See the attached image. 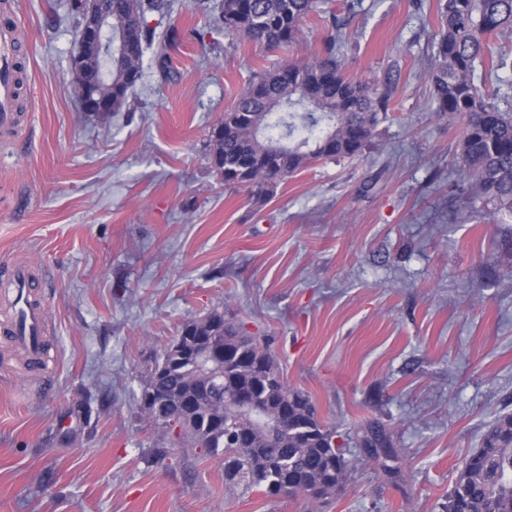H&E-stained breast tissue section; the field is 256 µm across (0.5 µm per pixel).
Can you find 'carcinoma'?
Wrapping results in <instances>:
<instances>
[{
    "mask_svg": "<svg viewBox=\"0 0 512 512\" xmlns=\"http://www.w3.org/2000/svg\"><path fill=\"white\" fill-rule=\"evenodd\" d=\"M214 29L271 47L299 40L317 16L331 30L322 52L302 62H282L248 82L224 111L209 138L212 171L226 187H243L265 201L280 180L319 160L352 159L371 143L387 118L395 86L390 80L354 79L340 58L346 34L323 0H199ZM113 29L125 44L112 63L96 59L89 79L97 94L120 112L143 72L144 52L156 39L154 15L169 13V0H112ZM512 34V0H444L431 53L423 59L433 88L434 111L462 124L456 146L461 194L482 200L512 219V115L500 111L487 78L512 62L490 39ZM182 351L154 358L162 373L147 384L166 411L151 422L179 427L173 445L224 463V483L268 497H301L309 512L345 488L353 471L392 456L391 436L369 427L360 438L364 456L346 457L345 435L323 422L309 395L292 388L267 346L244 336L237 323L214 311L184 322ZM216 351L209 369H195L198 355ZM248 394L263 409L288 410V426L275 441L233 401ZM445 512H512V414L498 417L480 448L467 456L448 493Z\"/></svg>",
    "mask_w": 512,
    "mask_h": 512,
    "instance_id": "cac0c4a2",
    "label": "carcinoma"
}]
</instances>
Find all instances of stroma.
Returning <instances> with one entry per match:
<instances>
[{"instance_id":"stroma-1","label":"stroma","mask_w":512,"mask_h":512,"mask_svg":"<svg viewBox=\"0 0 512 512\" xmlns=\"http://www.w3.org/2000/svg\"><path fill=\"white\" fill-rule=\"evenodd\" d=\"M26 37L20 135L0 142V275L41 270L47 371L0 335V512H307L303 499L227 487L219 460L171 447L135 396L182 323L224 312L266 342L289 386L358 456L384 426L403 478L354 471L323 512H444L457 469L512 413V264L493 205L459 210L448 180L461 127L437 115L421 66L438 28L413 0H328L349 40L345 72L392 79L369 148L282 180L264 203L221 185L212 127L254 71L319 51L215 32L175 0L123 111H80L74 28L59 0H10Z\"/></svg>"}]
</instances>
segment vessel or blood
<instances>
[{"label":"vessel or blood","mask_w":512,"mask_h":512,"mask_svg":"<svg viewBox=\"0 0 512 512\" xmlns=\"http://www.w3.org/2000/svg\"><path fill=\"white\" fill-rule=\"evenodd\" d=\"M23 40V30L12 21L0 23V138H14L18 127L17 67L14 49ZM35 273L18 264L11 268L5 286L11 314L4 326L13 342L34 360L35 368L45 364L46 315L33 288Z\"/></svg>","instance_id":"b4317fda"}]
</instances>
